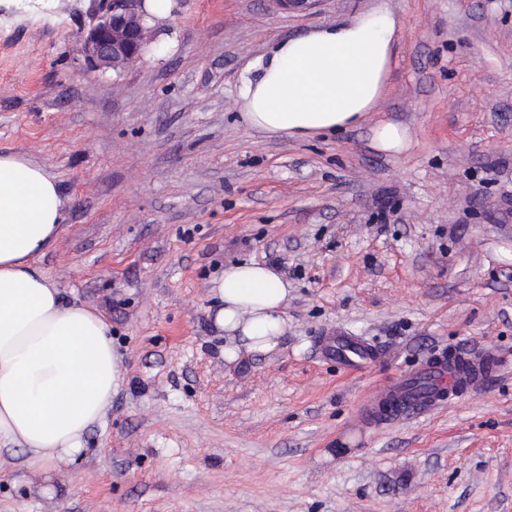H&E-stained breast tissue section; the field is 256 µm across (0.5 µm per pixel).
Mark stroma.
Here are the masks:
<instances>
[{"mask_svg":"<svg viewBox=\"0 0 512 512\" xmlns=\"http://www.w3.org/2000/svg\"><path fill=\"white\" fill-rule=\"evenodd\" d=\"M377 3L172 0L102 73L80 35L104 0H0V153L57 181L38 264L107 318L124 373L71 462L0 447V512H512V370L353 423L436 349L512 350V0H387L392 70L357 126L294 138L238 116L251 58ZM386 122L407 150L374 148ZM250 261L287 281V329L229 360L213 281ZM337 330L381 364L322 362Z\"/></svg>","mask_w":512,"mask_h":512,"instance_id":"1","label":"stroma"}]
</instances>
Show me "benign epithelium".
<instances>
[{
    "label": "benign epithelium",
    "mask_w": 512,
    "mask_h": 512,
    "mask_svg": "<svg viewBox=\"0 0 512 512\" xmlns=\"http://www.w3.org/2000/svg\"><path fill=\"white\" fill-rule=\"evenodd\" d=\"M143 0H106L99 21L83 36L82 50L95 71H118L140 58L148 43Z\"/></svg>",
    "instance_id": "obj_1"
}]
</instances>
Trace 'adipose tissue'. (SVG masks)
Instances as JSON below:
<instances>
[{
    "label": "adipose tissue",
    "instance_id": "adipose-tissue-1",
    "mask_svg": "<svg viewBox=\"0 0 512 512\" xmlns=\"http://www.w3.org/2000/svg\"><path fill=\"white\" fill-rule=\"evenodd\" d=\"M396 30L380 0L352 22L277 41L241 74L242 122L290 137L357 124L384 93ZM63 220L55 179L23 156L0 154V444L22 443L38 465L80 454L123 381L107 321L66 303L36 263ZM212 293L219 329L252 351L277 345L288 284L274 266L229 265Z\"/></svg>",
    "mask_w": 512,
    "mask_h": 512
}]
</instances>
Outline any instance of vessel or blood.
Here are the masks:
<instances>
[{
	"instance_id": "obj_1",
	"label": "vessel or blood",
	"mask_w": 512,
	"mask_h": 512,
	"mask_svg": "<svg viewBox=\"0 0 512 512\" xmlns=\"http://www.w3.org/2000/svg\"><path fill=\"white\" fill-rule=\"evenodd\" d=\"M322 357L344 370L377 364L378 346L355 336L336 333L322 337ZM512 363V353L495 346L455 349L426 358L409 372L379 387L362 417L367 421L397 419L437 410L448 401L478 391Z\"/></svg>"
}]
</instances>
